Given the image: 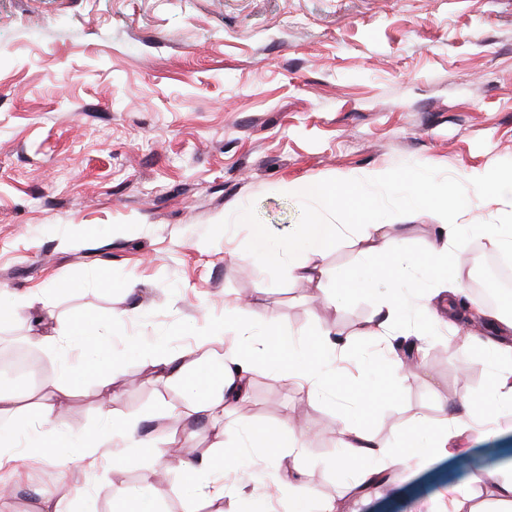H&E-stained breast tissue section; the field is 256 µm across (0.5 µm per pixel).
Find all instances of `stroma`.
<instances>
[{"mask_svg": "<svg viewBox=\"0 0 512 512\" xmlns=\"http://www.w3.org/2000/svg\"><path fill=\"white\" fill-rule=\"evenodd\" d=\"M395 184L365 185L339 208L349 227L326 267L365 269L371 284L328 281L336 307L311 298L293 265L248 253L250 227L298 237L314 202L289 184L335 183L374 170ZM512 170V0H0V305L42 292L59 332L112 319L97 356L71 351L84 375L68 402L71 431L90 434L115 416L146 434H184L178 458L224 467V512L262 502L287 512L289 488L336 502L337 512H442L449 490L488 500L482 473L512 468V411L462 433L450 455L413 456L416 422L483 406L496 367L473 326L427 333L423 366L392 374L375 356V322L396 285L360 235L387 215L403 250L428 259L435 213L416 203L424 175L454 186L470 172ZM461 254H486L483 225L512 224V203L475 199ZM286 325L299 345L320 327L341 334L350 364L315 400L277 377V338L257 353L249 397L224 410L213 447L196 422L162 415L179 391L155 383L140 341L192 343L239 299ZM117 365L112 401L97 392L101 362ZM353 413L381 447L383 484L352 497L353 474L335 467L342 419ZM296 422L299 459L279 448L232 469L242 430ZM113 447L94 462L59 464L49 448L24 451L18 503L52 489L61 512L93 500L111 512L112 488L146 487L155 512H182V468L159 484L135 462L116 471Z\"/></svg>", "mask_w": 512, "mask_h": 512, "instance_id": "1", "label": "stroma"}]
</instances>
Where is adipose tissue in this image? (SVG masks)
Returning <instances> with one entry per match:
<instances>
[{"mask_svg":"<svg viewBox=\"0 0 512 512\" xmlns=\"http://www.w3.org/2000/svg\"><path fill=\"white\" fill-rule=\"evenodd\" d=\"M288 191L316 202L318 213L309 224L304 225L300 236L290 246L273 241L265 225H252L249 237L252 254L266 264L276 266L283 262L288 249L294 248L302 251L305 257L304 262L295 268L298 277L315 288H322L325 281L331 278L353 286H365L368 282L366 272L359 270L347 275L341 270L327 268L321 262L323 252L344 231L343 225L336 222L340 189L317 181H300L290 185ZM476 194L511 198L512 175L484 177L470 191L463 189L454 192L448 186L431 184L426 197L440 203L437 231L441 245L434 249L430 265L417 266L399 243L388 238L386 224L380 219H373L371 224L365 225L363 238L373 251L391 258L396 279L407 284L419 279L433 280L434 268L446 266L449 255L457 253L458 231L465 224L472 197ZM480 315L483 328L494 338L492 348L497 358V373L493 400L481 412L464 418H447L440 428L417 427L415 437L426 455H446L448 438L454 431L477 430L494 411L512 409V313L487 308L481 310ZM320 334L322 340L315 346L313 356L300 353L277 365L281 378L298 386L311 399L320 391L323 371L334 368L343 358V346L333 338L331 330L321 329ZM265 335L278 337L284 343L289 340L288 334L279 330L273 319L261 316L254 309L243 312L241 306L237 305L227 313L222 323L197 337L194 346L177 353L169 348L165 338L159 337L146 344L143 351L155 379L185 394V414L210 419L214 445L220 448L224 445V428L219 425L218 418L223 415L226 404L246 397L254 355ZM72 389L71 382H64L39 396L36 402L39 416L57 425L56 431L51 434L28 431L24 425L25 407L19 395L11 389H0L1 474L12 480L18 479L17 462L27 448L56 449L62 460L74 457L92 460L103 445L111 441L123 446L122 452L112 457L113 469H124L130 461L143 457L148 458L152 467L162 464L170 446L169 440L148 442L141 439L138 421L115 418L91 436L76 434L64 427V402L70 397ZM343 435L336 466L343 472H356L357 480L352 489L359 492L378 481L379 449L362 435L352 418H345ZM184 469L191 477L187 486L191 505L186 512H196L193 500L203 498L218 502L223 499L224 483L215 479L207 461H185Z\"/></svg>","mask_w":512,"mask_h":512,"instance_id":"obj_1","label":"adipose tissue"}]
</instances>
